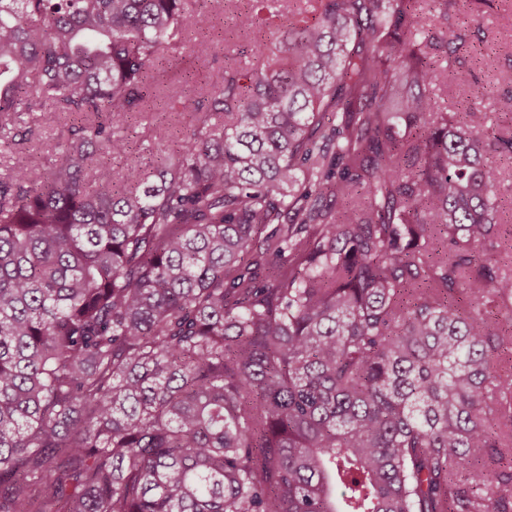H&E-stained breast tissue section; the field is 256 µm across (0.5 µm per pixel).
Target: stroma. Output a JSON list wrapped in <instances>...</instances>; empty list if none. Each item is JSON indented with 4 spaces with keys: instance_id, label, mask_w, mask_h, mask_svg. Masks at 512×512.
I'll list each match as a JSON object with an SVG mask.
<instances>
[{
    "instance_id": "stroma-1",
    "label": "stroma",
    "mask_w": 512,
    "mask_h": 512,
    "mask_svg": "<svg viewBox=\"0 0 512 512\" xmlns=\"http://www.w3.org/2000/svg\"><path fill=\"white\" fill-rule=\"evenodd\" d=\"M191 7H204L209 13L208 32L188 29L184 42L167 54L165 71L159 77L160 99L143 112L131 117H116L112 128L117 134H131L142 152L167 149L175 133L194 125V112H175L168 105L172 93L199 101L220 82L224 63L237 60L244 45L255 41L274 42V26L247 21L242 9L232 0H190ZM440 31L453 30L475 45V52L459 55L454 68L457 78L449 84H437L434 89V112L443 115L455 111L459 101L481 89V107L491 118H498L503 107L512 102V0H495L493 6L479 0H454L448 17L440 21ZM215 44L208 54L200 56L195 45L204 38ZM72 119L45 109L24 115L19 127L26 137L25 147L32 170L50 167L58 142L71 136Z\"/></svg>"
}]
</instances>
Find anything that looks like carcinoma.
I'll return each mask as SVG.
<instances>
[{"mask_svg": "<svg viewBox=\"0 0 512 512\" xmlns=\"http://www.w3.org/2000/svg\"><path fill=\"white\" fill-rule=\"evenodd\" d=\"M187 2L0 0V512H512V125L433 119L448 0H299L116 175ZM25 123L19 125V133L26 135L24 146L33 171H42L50 167L55 158V146L59 141L71 137L72 118L47 108L42 112L23 115Z\"/></svg>", "mask_w": 512, "mask_h": 512, "instance_id": "carcinoma-1", "label": "carcinoma"}]
</instances>
